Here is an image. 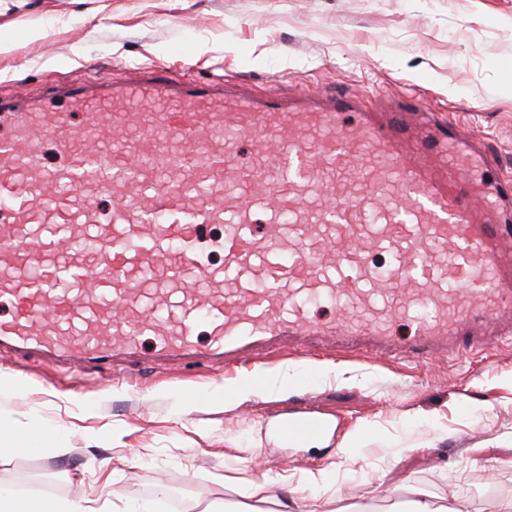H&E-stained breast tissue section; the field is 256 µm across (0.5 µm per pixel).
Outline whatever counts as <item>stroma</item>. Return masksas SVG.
Masks as SVG:
<instances>
[{
    "label": "stroma",
    "mask_w": 512,
    "mask_h": 512,
    "mask_svg": "<svg viewBox=\"0 0 512 512\" xmlns=\"http://www.w3.org/2000/svg\"><path fill=\"white\" fill-rule=\"evenodd\" d=\"M131 65L175 80L225 81L257 95L300 90L416 94L489 152L487 179L512 177V0H0V95L60 79L121 80ZM313 338L252 367L312 369L311 385L226 408L182 395L238 383L223 361L139 353L110 368L48 364L0 349V486L60 478L31 493L36 512L80 500L89 512H136L158 489L196 512H255L265 478L309 512H445L512 500V343L426 362L314 351ZM328 414L325 438L281 446V420ZM45 432L37 453L21 442ZM361 439L358 448L349 439ZM331 474L327 487L308 472Z\"/></svg>",
    "instance_id": "obj_1"
}]
</instances>
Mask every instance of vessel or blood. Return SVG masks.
<instances>
[{"label":"vessel or blood","mask_w":512,"mask_h":512,"mask_svg":"<svg viewBox=\"0 0 512 512\" xmlns=\"http://www.w3.org/2000/svg\"><path fill=\"white\" fill-rule=\"evenodd\" d=\"M242 139L262 166L240 167ZM487 166L411 99L380 116L346 94L160 76L16 95L0 101V346L107 364L146 336L158 356L213 358L286 336L387 359L482 345L474 322L512 309V184ZM317 304L335 320H311ZM326 427L310 411L278 436Z\"/></svg>","instance_id":"vessel-or-blood-1"}]
</instances>
